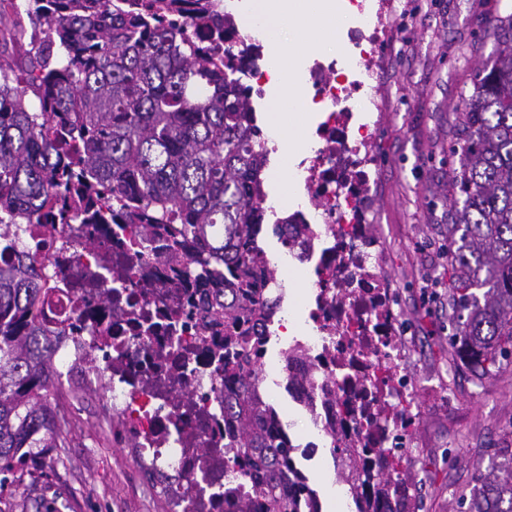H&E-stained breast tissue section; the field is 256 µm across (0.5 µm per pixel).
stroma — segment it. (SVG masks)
Wrapping results in <instances>:
<instances>
[{"label":"stroma","mask_w":512,"mask_h":512,"mask_svg":"<svg viewBox=\"0 0 512 512\" xmlns=\"http://www.w3.org/2000/svg\"><path fill=\"white\" fill-rule=\"evenodd\" d=\"M382 61L375 185L368 222L379 244L376 268L390 293L401 370L415 397L401 476L412 512H458L477 473L512 467V365L477 378L448 352V226L456 214L450 173L459 156L455 118L474 92L478 67L493 56L497 25L512 0H397ZM49 401L67 421L62 445L24 473L0 512H170L149 488L133 439L101 392L54 383ZM322 512H335L330 453L303 462Z\"/></svg>","instance_id":"1"}]
</instances>
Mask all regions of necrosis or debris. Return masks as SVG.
Instances as JSON below:
<instances>
[{
  "label": "necrosis or debris",
  "mask_w": 512,
  "mask_h": 512,
  "mask_svg": "<svg viewBox=\"0 0 512 512\" xmlns=\"http://www.w3.org/2000/svg\"><path fill=\"white\" fill-rule=\"evenodd\" d=\"M350 2L369 12L368 25L347 31L335 53L299 68L320 119L306 133L293 221L270 226L284 251L267 260L274 276L288 281L297 268L310 274L309 316L318 334L307 350L310 360H326L317 383L301 381L308 366L296 363L283 386L301 409L281 424L299 460L332 447L334 430L356 429L408 392L389 299L375 273L378 244L366 222L375 127L354 121L355 113L380 109L379 59L395 0ZM243 29L225 7L231 76L261 96L271 80L267 42ZM41 258L49 288L40 320L54 341L60 377L95 375L173 512H237L236 497L224 494V368L193 326L174 316L185 297L162 242L145 241L140 225L96 224L79 213Z\"/></svg>",
  "instance_id": "1"
}]
</instances>
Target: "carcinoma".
Returning <instances> with one entry per match:
<instances>
[{
	"label": "carcinoma",
	"mask_w": 512,
	"mask_h": 512,
	"mask_svg": "<svg viewBox=\"0 0 512 512\" xmlns=\"http://www.w3.org/2000/svg\"><path fill=\"white\" fill-rule=\"evenodd\" d=\"M24 9L37 30L26 67L0 53V241L24 222L43 225L42 245L71 212L93 209L164 240L174 268L184 242L198 240L179 278L224 288L201 305L189 299L181 314L234 382L224 389V449L249 486L237 512H303L299 494L313 492L259 385L280 302L257 287L273 277L258 255L261 131L248 89L226 81L224 56L186 30L222 37L224 12L213 0H25ZM458 120L448 345L483 376L512 364V15ZM37 263L33 254L0 259V500L62 444ZM337 441L331 452L358 512H408L395 487L401 444L360 445L342 432ZM458 512H512V467L479 476Z\"/></svg>",
	"instance_id": "carcinoma-1"
}]
</instances>
